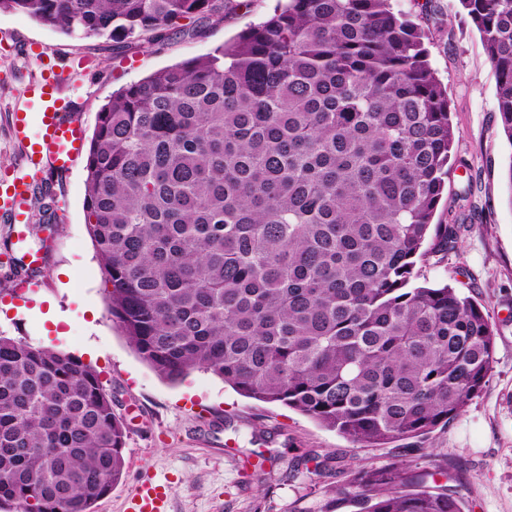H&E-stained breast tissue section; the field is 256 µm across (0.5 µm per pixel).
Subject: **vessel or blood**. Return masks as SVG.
Here are the masks:
<instances>
[{
	"mask_svg": "<svg viewBox=\"0 0 512 512\" xmlns=\"http://www.w3.org/2000/svg\"><path fill=\"white\" fill-rule=\"evenodd\" d=\"M64 72L58 71L28 81L24 95L37 102L34 112L12 115L11 134L22 149L21 164L0 176V216L18 221L31 208L35 187L46 165L56 172H68L83 149V130L74 104L61 97ZM168 499L163 483L147 477L127 499L125 512H167Z\"/></svg>",
	"mask_w": 512,
	"mask_h": 512,
	"instance_id": "b4317fda",
	"label": "vessel or blood"
}]
</instances>
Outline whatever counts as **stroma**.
I'll return each mask as SVG.
<instances>
[{
	"label": "stroma",
	"mask_w": 512,
	"mask_h": 512,
	"mask_svg": "<svg viewBox=\"0 0 512 512\" xmlns=\"http://www.w3.org/2000/svg\"><path fill=\"white\" fill-rule=\"evenodd\" d=\"M223 23L203 21L190 36L129 49L111 41L59 34L19 12H0V171L20 163L10 114L22 87L41 72L29 48L47 51L65 69L61 93L74 102L85 137L113 93L166 66L198 57L273 14L279 0H233ZM427 35L433 68L446 86L455 129L454 153L464 165L439 208L442 221L465 216L458 243L443 265L424 270L433 285L474 297L497 329L495 363L484 391L446 429L416 452L362 448L288 407L234 392L203 371L173 384L136 353L107 311L103 274L88 235L86 160L66 176L47 168L59 222L48 242L37 230L45 195L25 220V241L0 221V336L48 346L92 365L127 427L126 468L95 512H124L144 475L167 486L168 512H323L347 471L402 465L419 471L448 460L464 512H512V143L497 118L496 74L479 33L459 0H393ZM44 250L36 282L14 291L11 263ZM263 455L261 471L247 463ZM332 457L340 474L315 472L311 455Z\"/></svg>",
	"instance_id": "obj_1"
}]
</instances>
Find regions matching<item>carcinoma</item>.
<instances>
[{"label":"carcinoma","instance_id":"cac0c4a2","mask_svg":"<svg viewBox=\"0 0 512 512\" xmlns=\"http://www.w3.org/2000/svg\"><path fill=\"white\" fill-rule=\"evenodd\" d=\"M512 143V0H460ZM230 0H0L123 47L224 21ZM425 32L391 0H288L233 42L112 96L89 142L86 226L107 310L176 383L212 373L363 447L448 427L494 369L496 329L449 284L435 222L455 131ZM126 427L80 358L0 336V512H93ZM433 473L349 475L358 512H462Z\"/></svg>","mask_w":512,"mask_h":512}]
</instances>
